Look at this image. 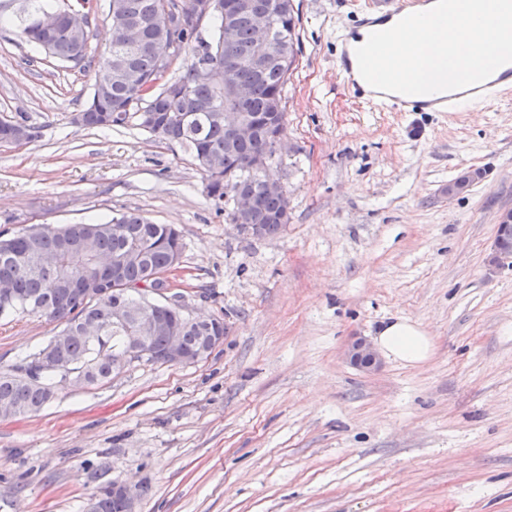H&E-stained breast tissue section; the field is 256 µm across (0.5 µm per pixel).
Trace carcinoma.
I'll list each match as a JSON object with an SVG mask.
<instances>
[{"instance_id":"1","label":"carcinoma","mask_w":512,"mask_h":512,"mask_svg":"<svg viewBox=\"0 0 512 512\" xmlns=\"http://www.w3.org/2000/svg\"><path fill=\"white\" fill-rule=\"evenodd\" d=\"M13 25L20 39L42 47L49 55L64 62L94 68L92 98L100 108L86 107L79 121L90 128L121 127L136 118L138 112H180L188 116L183 125L164 126L150 131L155 140L168 147L178 146L188 152L202 171L206 161H215L231 176L230 191L257 197V207L247 214L231 213L235 224H260L263 237L278 236L286 227L278 217L288 207V199L271 195L263 188L262 175L251 169L256 155L274 156L273 135L285 132L286 112L283 91L295 69L300 53L299 10L293 0H254L270 12L273 41L257 52L253 40L252 16L239 13L234 19L237 40L224 43V16L196 14L201 0H110L107 21L112 54L96 61L88 58L89 28L62 26L47 36L39 15L64 10L69 0H19ZM179 8L184 26L179 32L180 45L172 48L165 27L160 25L166 8ZM213 24L210 39L200 35L204 21ZM127 25L143 27L144 38L138 46L120 42L118 31ZM211 48L218 65L224 58L240 56L243 62L238 78L250 88L243 111L257 124L252 141L239 144L224 132V87L203 80L196 69V49ZM184 55L183 71L176 79L157 85L150 100L142 102L127 85L124 70L136 73L143 83L157 80L159 69L172 55ZM249 56L266 62L250 64ZM71 231L89 241L85 251L76 250L62 259L56 268L18 262L17 257L35 258L54 252L57 235ZM180 238L167 224H155L134 212L120 213L104 222L62 224L47 230L43 224H31L17 232L0 231V283L10 287V297L0 298V316L34 315L61 325L62 343L49 340L29 353L33 361L51 349L62 362L63 370L36 379H24L15 365L0 371V406L12 407L11 416L40 412L54 396V387L66 376V368H86L88 384L112 378V360L122 355L126 333L112 327V307L122 292L136 291L140 283L169 269L179 252ZM92 320L102 328V339L93 340L80 333L81 322ZM209 333V324L195 323L182 333L188 354L196 355L201 337Z\"/></svg>"}]
</instances>
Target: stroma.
I'll use <instances>...</instances> for the list:
<instances>
[{
  "instance_id": "1",
  "label": "stroma",
  "mask_w": 512,
  "mask_h": 512,
  "mask_svg": "<svg viewBox=\"0 0 512 512\" xmlns=\"http://www.w3.org/2000/svg\"><path fill=\"white\" fill-rule=\"evenodd\" d=\"M299 3L271 163L288 224L254 239L188 153L133 122L80 124L92 70L21 40L0 0V120L36 131L0 146V231L118 212L174 225L173 292L226 326L200 362H134L0 418V512H85L114 481L148 486L138 512H512V267L488 263L512 210V91L450 113L355 102L341 41L390 0ZM469 168L485 179L449 197ZM396 318L425 329L427 364L346 360L350 337ZM58 330L1 317L0 368Z\"/></svg>"
}]
</instances>
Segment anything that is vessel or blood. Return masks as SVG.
I'll list each match as a JSON object with an SVG mask.
<instances>
[{
    "label": "vessel or blood",
    "mask_w": 512,
    "mask_h": 512,
    "mask_svg": "<svg viewBox=\"0 0 512 512\" xmlns=\"http://www.w3.org/2000/svg\"><path fill=\"white\" fill-rule=\"evenodd\" d=\"M435 0H396L393 7L381 13H367L362 17V25L373 28L379 23L402 15L429 10ZM338 74L349 96L355 101L367 104H380L394 112H453L465 104L489 102L502 91L512 89V62L496 69L484 82L478 85L445 92L426 99L399 93H385L371 87L360 78L353 65V47L345 45L337 61Z\"/></svg>",
    "instance_id": "1"
}]
</instances>
